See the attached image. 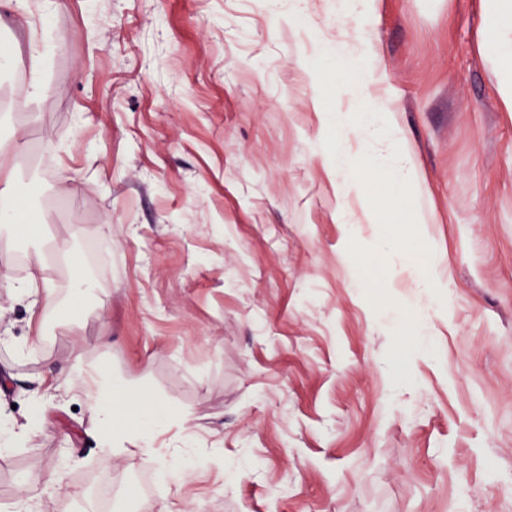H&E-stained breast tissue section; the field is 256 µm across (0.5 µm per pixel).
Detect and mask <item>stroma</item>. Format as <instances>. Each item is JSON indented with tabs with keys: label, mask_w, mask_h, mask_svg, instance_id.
I'll return each mask as SVG.
<instances>
[{
	"label": "stroma",
	"mask_w": 512,
	"mask_h": 512,
	"mask_svg": "<svg viewBox=\"0 0 512 512\" xmlns=\"http://www.w3.org/2000/svg\"><path fill=\"white\" fill-rule=\"evenodd\" d=\"M44 3L0 5L19 218L0 229V420L39 418L0 452V512H97L101 479L112 512H512V112L485 0ZM324 49L367 58L448 272L437 294L388 258L390 297L431 326L409 386L385 359L398 314L346 250L379 227L336 193ZM35 265L62 305L41 337L5 287ZM78 273L95 288L75 304ZM76 363L183 415L155 440L193 444L177 482L102 448L79 391L34 401ZM57 469L62 488L37 481Z\"/></svg>",
	"instance_id": "35a3bbf8"
}]
</instances>
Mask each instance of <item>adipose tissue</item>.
<instances>
[{
  "instance_id": "1",
  "label": "adipose tissue",
  "mask_w": 512,
  "mask_h": 512,
  "mask_svg": "<svg viewBox=\"0 0 512 512\" xmlns=\"http://www.w3.org/2000/svg\"><path fill=\"white\" fill-rule=\"evenodd\" d=\"M487 13L489 46L502 65L509 69L501 81V97L505 108L512 112V0H487ZM7 286L19 297L28 299L33 317H40L56 303L41 267L31 268L26 277L8 281ZM78 379L82 380L87 404L98 419L102 447L116 455L136 450L155 464L161 476H176L182 449L160 453L154 446L153 437L144 428L143 421L154 417L161 424L170 426L179 423V414L152 399L137 407L133 421L122 420L120 407L112 402V378L98 370L79 373L70 368L61 371L58 377L53 378L51 386L67 392Z\"/></svg>"
}]
</instances>
